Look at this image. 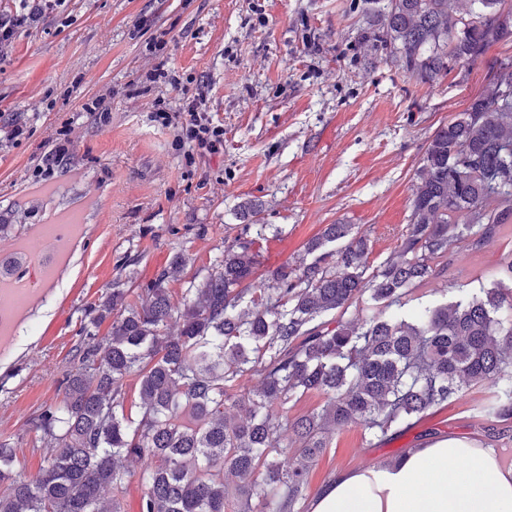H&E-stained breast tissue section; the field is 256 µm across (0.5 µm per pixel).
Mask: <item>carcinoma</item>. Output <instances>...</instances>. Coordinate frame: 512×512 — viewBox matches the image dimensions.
<instances>
[{"mask_svg":"<svg viewBox=\"0 0 512 512\" xmlns=\"http://www.w3.org/2000/svg\"><path fill=\"white\" fill-rule=\"evenodd\" d=\"M384 0L379 39L408 69L431 80L451 62H474L512 38L507 0ZM512 65L502 62L484 91L428 142L412 189L411 220L399 255L374 270L367 239L352 224H330L306 247L310 261L283 265L252 283L251 251L266 225L247 224L249 241L224 248L221 269L174 303L169 268L129 301L114 288L91 313L59 383L62 398L30 419L47 448L32 478L14 472L16 448L0 441V512H121L129 471L141 463L139 512H226L258 501L256 512H299L308 473L338 426L379 441L448 402L471 384L496 386L481 407L487 420L512 419V287L497 283L408 317L411 288L448 269L463 247L477 248L512 223ZM369 295L372 314L346 320ZM112 318L109 335L91 332ZM178 323L169 332L171 322ZM260 387L238 393L240 379ZM135 379L137 414L126 408ZM310 392L319 412L288 417ZM245 417L234 420L228 408ZM240 484L231 487L225 476Z\"/></svg>","mask_w":512,"mask_h":512,"instance_id":"carcinoma-1","label":"carcinoma"}]
</instances>
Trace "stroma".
I'll return each mask as SVG.
<instances>
[{
  "mask_svg": "<svg viewBox=\"0 0 512 512\" xmlns=\"http://www.w3.org/2000/svg\"><path fill=\"white\" fill-rule=\"evenodd\" d=\"M381 19L371 0H66L43 15L0 62V258L22 259L27 301L0 341V438L16 448L15 470L43 462L29 421L60 400L58 382L91 307L112 289H135L176 256L173 299L218 270L225 245L244 239L243 204L266 225L256 275L296 265L326 225L351 224L369 241L375 268L398 255L425 148L443 124L481 94L512 42L475 62H453L428 81L399 55L373 46ZM163 68L180 85L148 80ZM202 86L217 154L187 157L176 131L151 118L157 101L183 105L182 87ZM111 94L99 120L85 103ZM69 123V160L51 175L47 158ZM67 225L59 243L47 225ZM512 226L455 253L447 274L411 289L407 309L443 303L512 280ZM47 266V278L32 271ZM488 384L457 397L381 443L361 428H337L309 473V492L338 471L390 461L430 439L455 437L498 449L512 463V430L479 416Z\"/></svg>",
  "mask_w": 512,
  "mask_h": 512,
  "instance_id": "1",
  "label": "stroma"
}]
</instances>
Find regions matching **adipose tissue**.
<instances>
[{
    "mask_svg": "<svg viewBox=\"0 0 512 512\" xmlns=\"http://www.w3.org/2000/svg\"><path fill=\"white\" fill-rule=\"evenodd\" d=\"M311 512H512V465L470 440H432L394 463L338 473Z\"/></svg>",
    "mask_w": 512,
    "mask_h": 512,
    "instance_id": "adipose-tissue-1",
    "label": "adipose tissue"
}]
</instances>
